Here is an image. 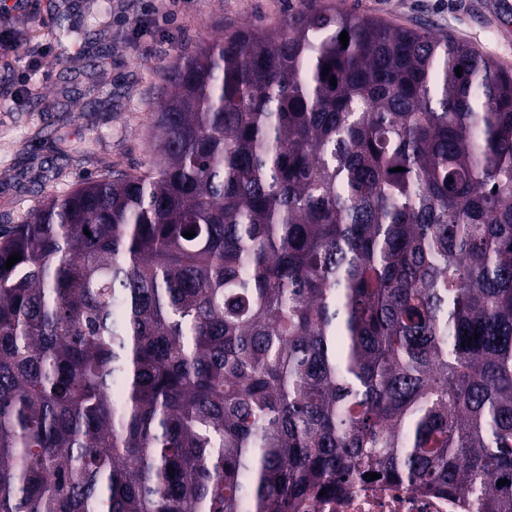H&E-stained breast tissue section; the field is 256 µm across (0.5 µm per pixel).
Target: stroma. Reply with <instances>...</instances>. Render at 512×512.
Returning <instances> with one entry per match:
<instances>
[{
	"instance_id": "obj_1",
	"label": "stroma",
	"mask_w": 512,
	"mask_h": 512,
	"mask_svg": "<svg viewBox=\"0 0 512 512\" xmlns=\"http://www.w3.org/2000/svg\"><path fill=\"white\" fill-rule=\"evenodd\" d=\"M490 0H37L34 12L0 8V225L20 223L44 197L70 191L105 167L148 165L151 111L160 73L196 42L230 23L276 27L288 15L326 6L394 25L447 31L512 69V37ZM97 27L74 45H56L59 19ZM106 67H96L99 55ZM62 136L77 153L60 156Z\"/></svg>"
}]
</instances>
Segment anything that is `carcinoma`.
<instances>
[{
	"mask_svg": "<svg viewBox=\"0 0 512 512\" xmlns=\"http://www.w3.org/2000/svg\"><path fill=\"white\" fill-rule=\"evenodd\" d=\"M164 82L148 168L0 226V512H293L367 473L512 512V70L313 7Z\"/></svg>",
	"mask_w": 512,
	"mask_h": 512,
	"instance_id": "carcinoma-1",
	"label": "carcinoma"
}]
</instances>
